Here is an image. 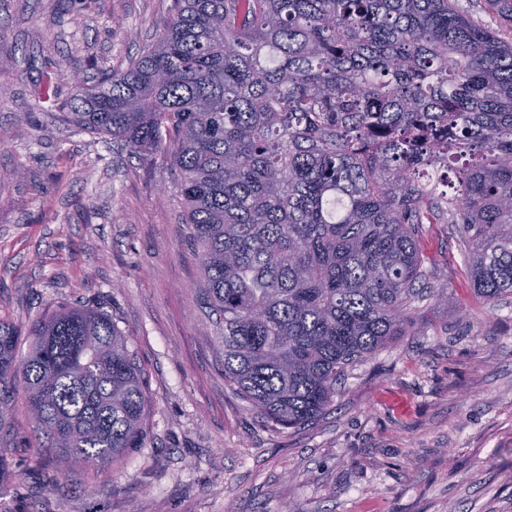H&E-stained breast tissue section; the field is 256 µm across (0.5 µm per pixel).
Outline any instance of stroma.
Instances as JSON below:
<instances>
[{"instance_id": "1", "label": "stroma", "mask_w": 512, "mask_h": 512, "mask_svg": "<svg viewBox=\"0 0 512 512\" xmlns=\"http://www.w3.org/2000/svg\"><path fill=\"white\" fill-rule=\"evenodd\" d=\"M171 6L0 0V322L23 356L57 303L103 309L150 392L142 447L110 470L60 474L32 467L14 391L0 512H512V303L474 295L454 225L420 238L449 301L426 297L417 331L350 368L312 424L272 429L225 383L169 160L65 117L74 73L125 70Z\"/></svg>"}]
</instances>
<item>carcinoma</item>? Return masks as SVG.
I'll return each instance as SVG.
<instances>
[{
	"label": "carcinoma",
	"instance_id": "obj_1",
	"mask_svg": "<svg viewBox=\"0 0 512 512\" xmlns=\"http://www.w3.org/2000/svg\"><path fill=\"white\" fill-rule=\"evenodd\" d=\"M68 119L164 151L200 250L224 380L271 428L332 405L349 366L434 291L424 224H455L477 297L512 298V41L457 0H174L123 72L78 78ZM0 323L39 460L110 467L147 435L137 354L100 308Z\"/></svg>",
	"mask_w": 512,
	"mask_h": 512
}]
</instances>
